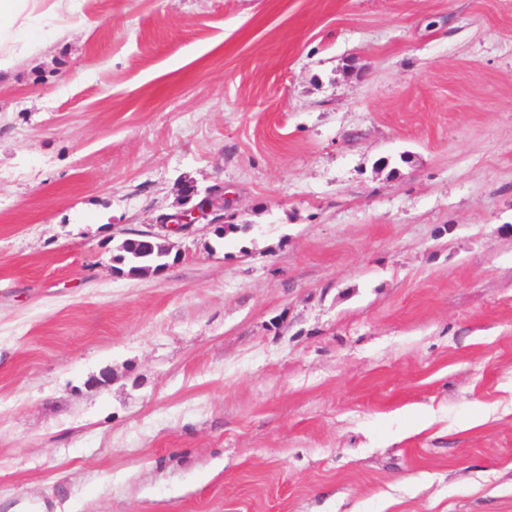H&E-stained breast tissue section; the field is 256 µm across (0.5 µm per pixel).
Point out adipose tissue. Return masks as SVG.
I'll return each mask as SVG.
<instances>
[{"label":"adipose tissue","mask_w":512,"mask_h":512,"mask_svg":"<svg viewBox=\"0 0 512 512\" xmlns=\"http://www.w3.org/2000/svg\"><path fill=\"white\" fill-rule=\"evenodd\" d=\"M56 9L52 0H0V71L9 70L15 55L24 50L20 36L33 18Z\"/></svg>","instance_id":"ef3b65f1"}]
</instances>
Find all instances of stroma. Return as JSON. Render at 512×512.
Returning a JSON list of instances; mask_svg holds the SVG:
<instances>
[{
	"instance_id": "1",
	"label": "stroma",
	"mask_w": 512,
	"mask_h": 512,
	"mask_svg": "<svg viewBox=\"0 0 512 512\" xmlns=\"http://www.w3.org/2000/svg\"><path fill=\"white\" fill-rule=\"evenodd\" d=\"M53 23L0 72V512H512V0ZM186 183L239 232L117 272Z\"/></svg>"
}]
</instances>
